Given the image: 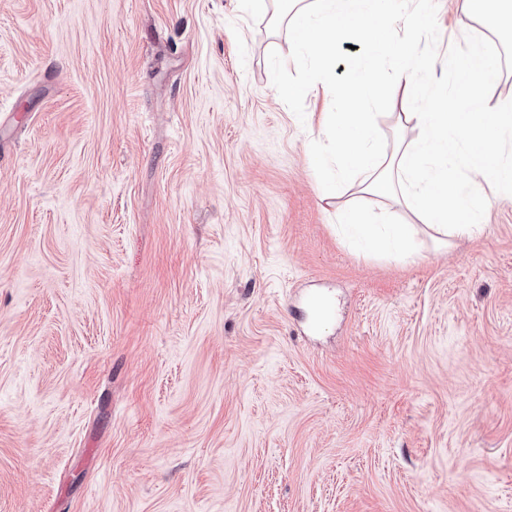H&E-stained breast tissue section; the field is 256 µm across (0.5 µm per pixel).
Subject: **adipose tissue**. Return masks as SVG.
Returning <instances> with one entry per match:
<instances>
[{
    "label": "adipose tissue",
    "mask_w": 512,
    "mask_h": 512,
    "mask_svg": "<svg viewBox=\"0 0 512 512\" xmlns=\"http://www.w3.org/2000/svg\"><path fill=\"white\" fill-rule=\"evenodd\" d=\"M463 19L460 39H471L474 24L512 39V0H456ZM455 77V90L472 94L500 82V66L480 48L448 53L444 59ZM397 138L385 147L367 112L335 113L332 141H313L311 153L327 179L355 187L362 204L340 214L341 232L368 254L380 251L406 258L415 251L420 226L436 241L471 236L483 229V186L512 193V103L485 105L460 112L447 101L433 110L394 115ZM395 199L407 219L392 222L374 211L373 198Z\"/></svg>",
    "instance_id": "1"
}]
</instances>
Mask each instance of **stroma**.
<instances>
[{
    "label": "stroma",
    "mask_w": 512,
    "mask_h": 512,
    "mask_svg": "<svg viewBox=\"0 0 512 512\" xmlns=\"http://www.w3.org/2000/svg\"><path fill=\"white\" fill-rule=\"evenodd\" d=\"M477 33L465 112L512 99ZM273 50L239 0H0V512H512V199L357 255ZM444 63L456 77L455 91L465 93L468 98L476 90L500 82L503 77L500 66L478 47H473L468 54L448 52Z\"/></svg>",
    "instance_id": "35a3bbf8"
}]
</instances>
